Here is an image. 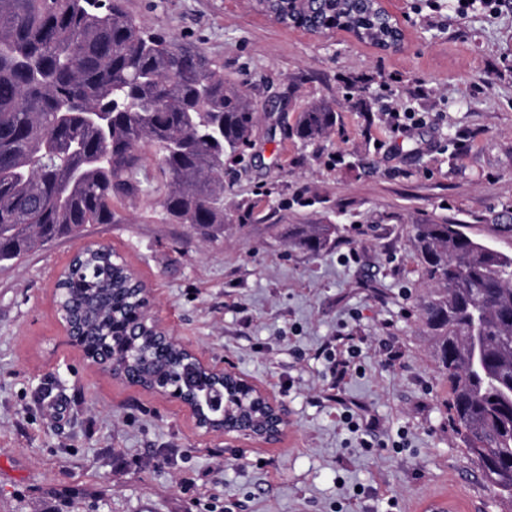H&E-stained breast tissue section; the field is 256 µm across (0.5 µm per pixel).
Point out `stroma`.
Wrapping results in <instances>:
<instances>
[{"mask_svg":"<svg viewBox=\"0 0 512 512\" xmlns=\"http://www.w3.org/2000/svg\"><path fill=\"white\" fill-rule=\"evenodd\" d=\"M122 5L223 65L255 105L251 144L226 162L223 238L165 221L147 146L145 192L115 203L120 223L0 268V512H62L72 493L112 512H418L450 493L502 512L451 419L411 240L418 224H464L512 256V0L465 17L454 0H382L404 32L397 51L275 23L252 0ZM319 102L336 122L304 141L300 115ZM298 224L337 232L313 255L288 240ZM91 243L131 266L170 335L282 405L276 443L203 434L181 404L87 362L55 284ZM342 336L359 355L337 386ZM343 403L374 426L350 431Z\"/></svg>","mask_w":512,"mask_h":512,"instance_id":"35a3bbf8","label":"stroma"}]
</instances>
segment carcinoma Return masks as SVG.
I'll use <instances>...</instances> for the list:
<instances>
[{
	"mask_svg": "<svg viewBox=\"0 0 512 512\" xmlns=\"http://www.w3.org/2000/svg\"><path fill=\"white\" fill-rule=\"evenodd\" d=\"M0 0V267L88 224L117 221L114 199L142 192V149L160 153L166 191L159 204L172 224L224 235V155L248 146L255 108L198 46L149 33L110 0ZM285 23L333 27L385 47L400 31L376 0H275ZM117 101L103 131L82 113ZM334 112H302L300 137L328 132ZM463 224H417L420 272L435 293L421 318L448 378L454 421L483 479L512 506V256L472 238ZM336 228L310 224L289 235L311 254ZM58 314L86 352L115 351L137 383L153 390L177 378L198 416L216 427L239 421L228 386L189 352L151 331L129 335L142 315L143 284L105 244L69 263L57 284Z\"/></svg>",
	"mask_w": 512,
	"mask_h": 512,
	"instance_id": "1",
	"label": "carcinoma"
}]
</instances>
